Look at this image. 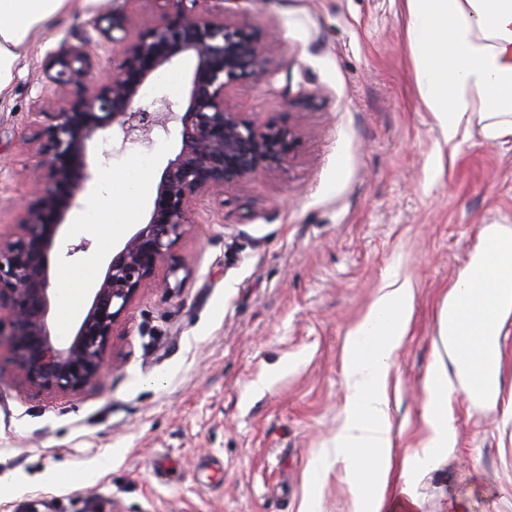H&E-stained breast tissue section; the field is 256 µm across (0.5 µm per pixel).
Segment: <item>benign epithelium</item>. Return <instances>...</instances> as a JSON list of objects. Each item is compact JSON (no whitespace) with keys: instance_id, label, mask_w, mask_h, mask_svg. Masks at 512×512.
Masks as SVG:
<instances>
[{"instance_id":"obj_1","label":"benign epithelium","mask_w":512,"mask_h":512,"mask_svg":"<svg viewBox=\"0 0 512 512\" xmlns=\"http://www.w3.org/2000/svg\"><path fill=\"white\" fill-rule=\"evenodd\" d=\"M214 0H163L164 14L153 26L128 35L132 19L114 8L99 12L92 25L121 47L122 60L111 78L89 87L92 67L82 46L47 59V78L59 99L32 112L37 119L52 109L51 122L36 124L29 142L36 158L34 193L17 223V239L0 242V309L10 317L9 341L28 385L48 395L72 393L94 384L106 366L114 329L141 288L168 263L174 242L192 223L196 204L221 196L260 170L279 166L295 134L260 124L224 107L227 91L244 78L264 79L266 46L250 30L229 22ZM122 36H115V32ZM190 53L196 68L184 115L165 98L142 102V85L159 68ZM181 124V149L164 168L150 220L112 256L91 306L69 345L51 334L49 229L78 207L90 174L75 175L69 162L84 157L86 142L99 130L117 127L122 143L149 139L155 129Z\"/></svg>"}]
</instances>
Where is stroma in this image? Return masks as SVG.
<instances>
[{"mask_svg": "<svg viewBox=\"0 0 512 512\" xmlns=\"http://www.w3.org/2000/svg\"><path fill=\"white\" fill-rule=\"evenodd\" d=\"M127 6L132 31L162 16L159 0H82L20 50L0 92V239L16 237L31 186L30 114L51 95L44 61L91 39V80L113 75L118 47L90 22ZM231 22L268 45L270 80L248 78L225 107L296 131L290 156L224 196L197 203L165 271L115 328L109 369L91 387L51 396L29 387L0 346V512H352L355 490L333 452L347 389L342 351L386 280L415 292L394 353L390 416L399 452L425 435V382L441 301L488 224L512 228V141L479 126L454 147L423 103L401 0H235ZM181 148L178 125L149 142L111 130L86 145L82 207L121 201L127 182L158 187ZM143 200L136 224L147 223ZM112 240L66 218L50 254L101 283ZM87 250H80L81 241ZM491 402L448 401V456L410 478L420 512L455 498L469 512H512V316L500 327ZM176 460L152 476L155 457ZM69 473L46 481L49 472Z\"/></svg>", "mask_w": 512, "mask_h": 512, "instance_id": "stroma-1", "label": "stroma"}]
</instances>
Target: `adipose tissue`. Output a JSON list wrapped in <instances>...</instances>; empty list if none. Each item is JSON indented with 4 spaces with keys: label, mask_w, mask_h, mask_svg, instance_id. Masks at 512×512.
I'll return each instance as SVG.
<instances>
[{
    "label": "adipose tissue",
    "mask_w": 512,
    "mask_h": 512,
    "mask_svg": "<svg viewBox=\"0 0 512 512\" xmlns=\"http://www.w3.org/2000/svg\"><path fill=\"white\" fill-rule=\"evenodd\" d=\"M75 2L0 0V92L13 80L18 48ZM404 5L421 98L434 112L445 141L461 144L475 120L487 140L512 138V0H404ZM480 290L491 293L493 302L477 309L473 329L478 333L483 316L499 322L512 315V230L497 224L484 227L473 261L442 300L444 355L426 381L425 436L412 454L395 453L389 416L391 357L410 330L412 286L386 284L349 332L342 358L348 396L335 451L356 489L353 512H416L418 497L409 477L415 468L443 458L448 400L468 386L465 377H451L448 371L449 362L458 359L448 321Z\"/></svg>",
    "instance_id": "obj_1"
}]
</instances>
